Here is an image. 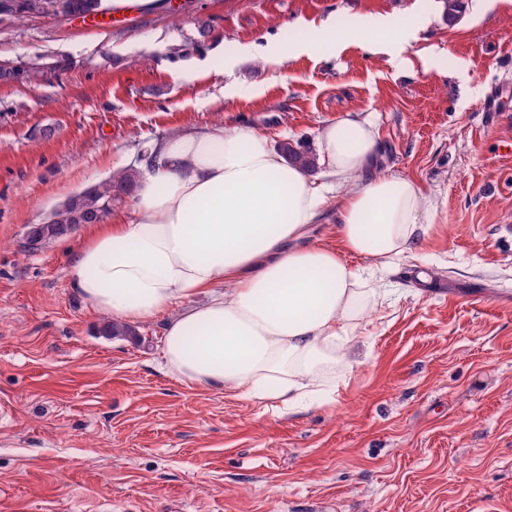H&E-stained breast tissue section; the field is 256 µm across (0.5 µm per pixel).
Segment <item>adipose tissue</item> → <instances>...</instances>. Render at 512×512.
Masks as SVG:
<instances>
[{
	"mask_svg": "<svg viewBox=\"0 0 512 512\" xmlns=\"http://www.w3.org/2000/svg\"><path fill=\"white\" fill-rule=\"evenodd\" d=\"M348 36L396 46L413 33L359 19L345 32L323 25L292 45L270 43L262 54L273 63L328 55ZM379 143L372 122H328L314 176L245 126L170 134L139 164L132 220L87 225L72 286L114 322L162 320L164 369L188 385L282 413L331 399L337 373L352 369L365 311L387 300L375 268L420 252L433 225L419 184L373 174ZM338 180L346 190L336 198ZM330 210L337 250L308 237ZM344 251L373 271L350 269Z\"/></svg>",
	"mask_w": 512,
	"mask_h": 512,
	"instance_id": "obj_1",
	"label": "adipose tissue"
}]
</instances>
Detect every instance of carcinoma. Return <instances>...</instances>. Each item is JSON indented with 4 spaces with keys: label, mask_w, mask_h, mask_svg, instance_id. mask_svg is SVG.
Masks as SVG:
<instances>
[{
    "label": "carcinoma",
    "mask_w": 512,
    "mask_h": 512,
    "mask_svg": "<svg viewBox=\"0 0 512 512\" xmlns=\"http://www.w3.org/2000/svg\"><path fill=\"white\" fill-rule=\"evenodd\" d=\"M11 17L23 21L33 15L52 17L59 14L66 19L86 18L105 14L109 10L106 0H11ZM287 159L305 168L316 166V157L309 149L286 143L282 146ZM139 171L133 167L118 169L112 175L89 188L73 195L55 209L43 233L52 239L59 236L57 225L97 224L112 211L114 205L123 201L122 195L132 196L138 182Z\"/></svg>",
    "instance_id": "carcinoma-1"
}]
</instances>
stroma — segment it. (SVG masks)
Listing matches in <instances>:
<instances>
[{"mask_svg": "<svg viewBox=\"0 0 512 512\" xmlns=\"http://www.w3.org/2000/svg\"><path fill=\"white\" fill-rule=\"evenodd\" d=\"M99 29L0 23V506L7 512H512V0H182ZM417 28L397 66L351 39L267 65L329 22ZM208 25L207 38L198 29ZM371 119L372 167L425 190L420 255L388 266L370 355L334 401L276 414L164 373L161 320L107 336L71 286L79 233L30 225L188 125L316 148ZM447 284L427 296L412 275Z\"/></svg>", "mask_w": 512, "mask_h": 512, "instance_id": "1", "label": "stroma"}]
</instances>
